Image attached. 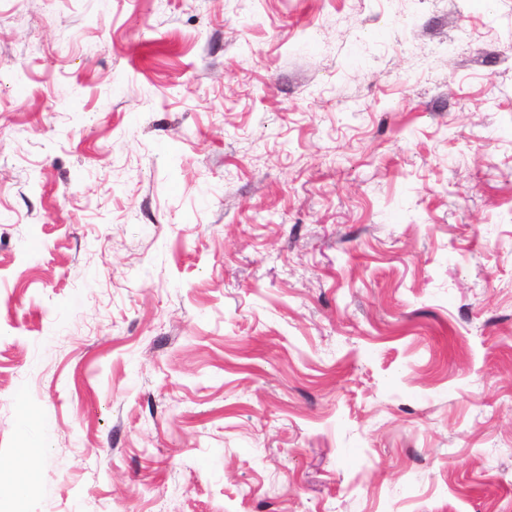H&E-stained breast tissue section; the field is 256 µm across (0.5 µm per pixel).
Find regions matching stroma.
Instances as JSON below:
<instances>
[{
	"mask_svg": "<svg viewBox=\"0 0 512 512\" xmlns=\"http://www.w3.org/2000/svg\"><path fill=\"white\" fill-rule=\"evenodd\" d=\"M0 512H512V0H0Z\"/></svg>",
	"mask_w": 512,
	"mask_h": 512,
	"instance_id": "1",
	"label": "stroma"
}]
</instances>
